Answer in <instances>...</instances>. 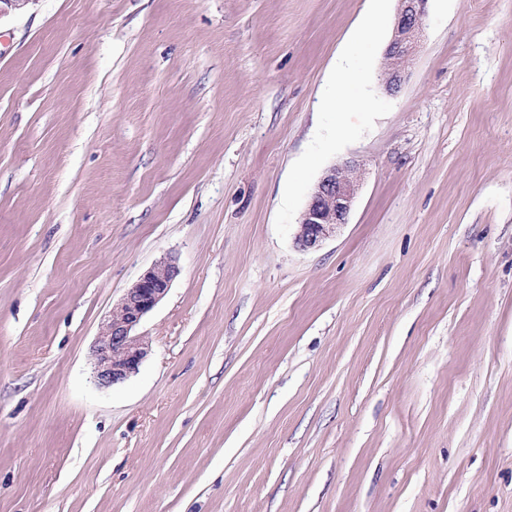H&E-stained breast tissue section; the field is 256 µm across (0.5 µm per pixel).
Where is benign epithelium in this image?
<instances>
[{
    "label": "benign epithelium",
    "mask_w": 512,
    "mask_h": 512,
    "mask_svg": "<svg viewBox=\"0 0 512 512\" xmlns=\"http://www.w3.org/2000/svg\"><path fill=\"white\" fill-rule=\"evenodd\" d=\"M399 10L385 52L382 85L397 92L407 73L427 18L428 0H398ZM362 176L361 163L346 160L329 167L315 184L301 214L295 243L302 250L318 248L347 223ZM180 269L168 256L148 268L113 306L92 348L95 382L109 388L139 371L150 353L147 337L139 332L143 319L159 304Z\"/></svg>",
    "instance_id": "obj_1"
}]
</instances>
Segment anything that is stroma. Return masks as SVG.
I'll use <instances>...</instances> for the list:
<instances>
[{"mask_svg":"<svg viewBox=\"0 0 512 512\" xmlns=\"http://www.w3.org/2000/svg\"><path fill=\"white\" fill-rule=\"evenodd\" d=\"M397 9L0 17V512H512V0H429L390 95ZM350 158L347 224L300 250ZM169 255L150 356L98 387L102 322ZM361 166L358 160H346L329 167L317 181L295 234L301 250L318 248L347 223L361 181Z\"/></svg>","mask_w":512,"mask_h":512,"instance_id":"1","label":"stroma"}]
</instances>
